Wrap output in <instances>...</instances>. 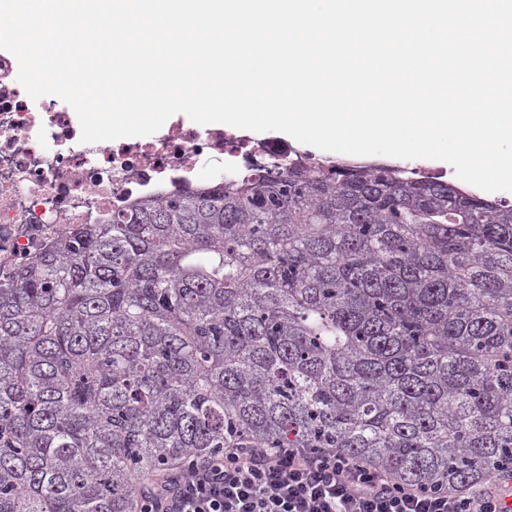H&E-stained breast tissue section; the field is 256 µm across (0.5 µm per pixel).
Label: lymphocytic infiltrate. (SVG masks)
Wrapping results in <instances>:
<instances>
[{"label": "lymphocytic infiltrate", "mask_w": 512, "mask_h": 512, "mask_svg": "<svg viewBox=\"0 0 512 512\" xmlns=\"http://www.w3.org/2000/svg\"><path fill=\"white\" fill-rule=\"evenodd\" d=\"M507 493L419 488L332 448H228L165 471L140 512H501Z\"/></svg>", "instance_id": "f902f5d3"}]
</instances>
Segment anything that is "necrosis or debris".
I'll list each match as a JSON object with an SVG mask.
<instances>
[{"instance_id": "4bbe7bcc", "label": "necrosis or debris", "mask_w": 512, "mask_h": 512, "mask_svg": "<svg viewBox=\"0 0 512 512\" xmlns=\"http://www.w3.org/2000/svg\"><path fill=\"white\" fill-rule=\"evenodd\" d=\"M18 61L0 50V279L69 235L135 199L195 188L200 164L263 166L296 148L242 129L178 120L149 137L84 143L61 98L32 99Z\"/></svg>"}]
</instances>
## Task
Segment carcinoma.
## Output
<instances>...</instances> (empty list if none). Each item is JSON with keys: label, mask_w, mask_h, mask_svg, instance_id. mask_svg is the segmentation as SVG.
<instances>
[{"label": "carcinoma", "mask_w": 512, "mask_h": 512, "mask_svg": "<svg viewBox=\"0 0 512 512\" xmlns=\"http://www.w3.org/2000/svg\"><path fill=\"white\" fill-rule=\"evenodd\" d=\"M424 488L512 468V203L276 159L80 224L0 280V512H139L224 449Z\"/></svg>", "instance_id": "obj_1"}]
</instances>
